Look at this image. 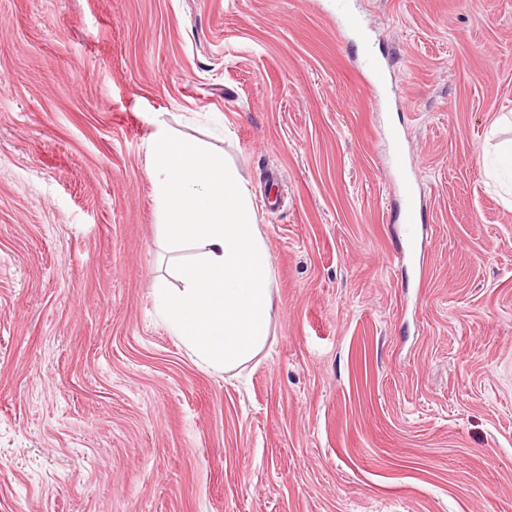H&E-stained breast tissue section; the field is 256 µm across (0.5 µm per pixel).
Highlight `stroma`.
<instances>
[{"label": "stroma", "mask_w": 512, "mask_h": 512, "mask_svg": "<svg viewBox=\"0 0 512 512\" xmlns=\"http://www.w3.org/2000/svg\"><path fill=\"white\" fill-rule=\"evenodd\" d=\"M161 122L269 254L225 373L154 304ZM510 140L512 0H0V512H512Z\"/></svg>", "instance_id": "35a3bbf8"}]
</instances>
